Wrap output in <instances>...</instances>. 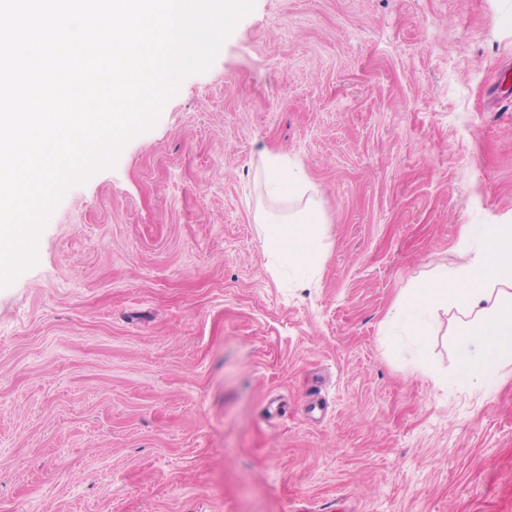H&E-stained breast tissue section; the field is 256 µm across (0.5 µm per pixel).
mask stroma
I'll use <instances>...</instances> for the list:
<instances>
[{"label": "stroma", "instance_id": "stroma-1", "mask_svg": "<svg viewBox=\"0 0 512 512\" xmlns=\"http://www.w3.org/2000/svg\"><path fill=\"white\" fill-rule=\"evenodd\" d=\"M326 221L268 271L262 155ZM512 221V0H255L0 287V512H512V372L386 323Z\"/></svg>", "mask_w": 512, "mask_h": 512}]
</instances>
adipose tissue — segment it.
Wrapping results in <instances>:
<instances>
[{"label":"adipose tissue","mask_w":512,"mask_h":512,"mask_svg":"<svg viewBox=\"0 0 512 512\" xmlns=\"http://www.w3.org/2000/svg\"><path fill=\"white\" fill-rule=\"evenodd\" d=\"M258 175L272 199L289 202L307 192L301 167L286 159L265 157ZM256 220L275 269L301 283L312 280L327 247L320 209L309 204L285 217L263 211ZM441 311L455 319V374L462 384L484 386L512 365V224L487 225L478 247L466 251L456 268L416 280L392 319L405 324L421 346Z\"/></svg>","instance_id":"adipose-tissue-1"}]
</instances>
